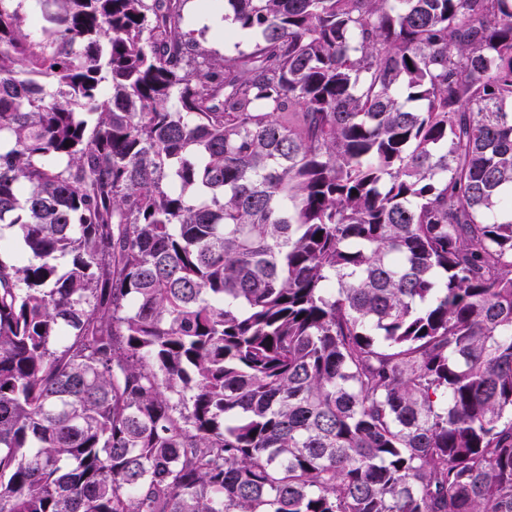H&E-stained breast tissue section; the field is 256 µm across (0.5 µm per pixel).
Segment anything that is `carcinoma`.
<instances>
[{
    "instance_id": "carcinoma-1",
    "label": "carcinoma",
    "mask_w": 512,
    "mask_h": 512,
    "mask_svg": "<svg viewBox=\"0 0 512 512\" xmlns=\"http://www.w3.org/2000/svg\"><path fill=\"white\" fill-rule=\"evenodd\" d=\"M189 2L0 0V512H512V0Z\"/></svg>"
}]
</instances>
